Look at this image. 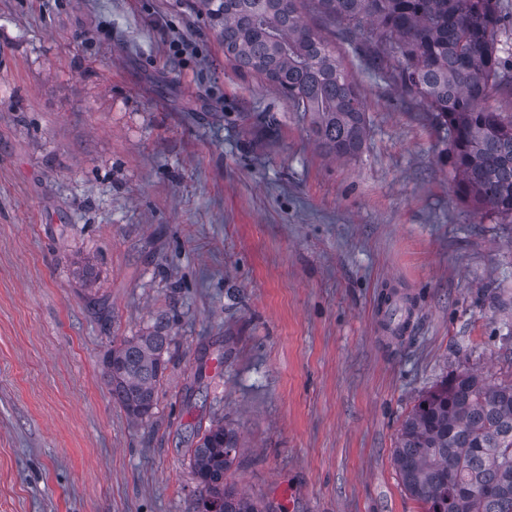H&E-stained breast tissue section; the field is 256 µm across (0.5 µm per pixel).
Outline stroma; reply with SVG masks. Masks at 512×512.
<instances>
[{
  "instance_id": "stroma-1",
  "label": "stroma",
  "mask_w": 512,
  "mask_h": 512,
  "mask_svg": "<svg viewBox=\"0 0 512 512\" xmlns=\"http://www.w3.org/2000/svg\"><path fill=\"white\" fill-rule=\"evenodd\" d=\"M300 11L363 100L353 158L234 69L196 0H0V512H193L188 450L220 420L226 481L275 512H423L405 416L465 368L512 381V224L461 200L363 39ZM388 291L414 302L398 337ZM158 325L135 421L102 360Z\"/></svg>"
}]
</instances>
